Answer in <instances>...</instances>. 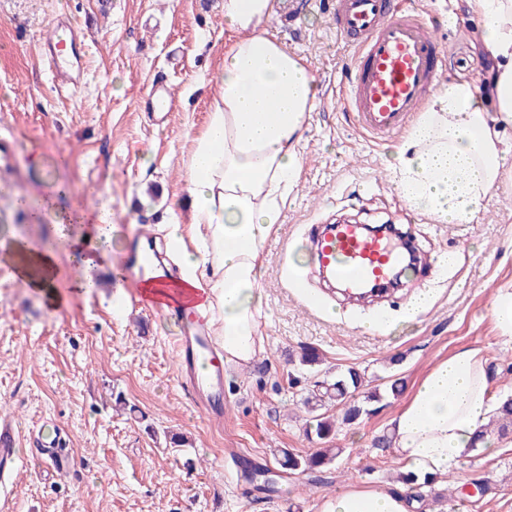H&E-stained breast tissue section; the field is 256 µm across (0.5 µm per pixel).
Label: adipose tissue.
<instances>
[{"instance_id":"adipose-tissue-1","label":"adipose tissue","mask_w":512,"mask_h":512,"mask_svg":"<svg viewBox=\"0 0 512 512\" xmlns=\"http://www.w3.org/2000/svg\"><path fill=\"white\" fill-rule=\"evenodd\" d=\"M483 20L481 45L494 66L489 93L464 82L434 92L393 153L391 180L415 212L439 224L469 223L486 196L512 193V0H468ZM271 0H224L221 93L203 131L193 136L186 166L193 249L183 227L164 237L177 254L188 308L207 317L224 348V361L252 363L261 349L265 246L277 233L298 184L299 146L318 101V83L305 62L271 38L263 23ZM0 262L31 287L53 286L52 253L0 241ZM498 404L482 349L462 348L436 361L388 422L403 468L440 477L474 449L493 453L484 427ZM409 486L352 489L325 498L320 512H410Z\"/></svg>"}]
</instances>
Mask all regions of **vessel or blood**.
Segmentation results:
<instances>
[{"instance_id":"b4317fda","label":"vessel or blood","mask_w":512,"mask_h":512,"mask_svg":"<svg viewBox=\"0 0 512 512\" xmlns=\"http://www.w3.org/2000/svg\"><path fill=\"white\" fill-rule=\"evenodd\" d=\"M337 36L354 54L349 63L346 108L372 138L386 139L404 129L435 92L444 73V53L425 21L400 13L395 0H336ZM55 80L77 89L85 71L84 43L71 20L50 21L41 39ZM136 235L114 268L118 277L138 274L142 243ZM321 271L359 297L388 284L405 255L403 241L389 233L371 234L359 224L317 227L312 235ZM169 314L186 325L176 340L181 384L208 416L224 415V351L205 320L167 303ZM19 460L11 425L0 424V480Z\"/></svg>"}]
</instances>
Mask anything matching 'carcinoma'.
I'll list each match as a JSON object with an SVG mask.
<instances>
[{"instance_id":"obj_1","label":"carcinoma","mask_w":512,"mask_h":512,"mask_svg":"<svg viewBox=\"0 0 512 512\" xmlns=\"http://www.w3.org/2000/svg\"><path fill=\"white\" fill-rule=\"evenodd\" d=\"M320 358L319 354L313 348H305L302 350L297 364L298 376L295 381L300 379L315 378L312 384V390L308 397L304 399V403L312 406H320L324 402L334 401L342 405L341 422L345 425L356 423L362 416L371 412L370 404L381 399V395L377 392H369L360 400L353 399L355 393L359 392L364 384V375L354 368H349L344 372L336 375V379L332 382L318 379ZM497 420L503 430L512 426V397H506L500 402V406L496 411ZM335 428V423L325 417L316 415L312 419V423L306 428L309 433H315L316 436L324 438L328 436ZM281 465L288 467L291 471H313L324 465L330 464L339 456L338 448H321L314 454L297 456L288 450L281 451Z\"/></svg>"}]
</instances>
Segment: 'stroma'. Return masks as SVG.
<instances>
[{"mask_svg": "<svg viewBox=\"0 0 512 512\" xmlns=\"http://www.w3.org/2000/svg\"><path fill=\"white\" fill-rule=\"evenodd\" d=\"M295 23L273 9L269 33L302 57L320 87L303 141L298 186L266 246L263 350L249 366L226 367L224 418L214 423L181 384L174 357L178 319L132 305V281L110 265L92 290L51 227L73 235L76 221L111 200L117 230L103 247L121 259L139 231L189 224L185 192L187 134L205 126L212 82L224 59V0H0V240L22 238L56 252L60 306L0 264V422L15 426L20 447L34 432L63 435L70 457L59 474L29 458L12 469L9 512H318L326 497L396 482L402 466L383 440L388 421L423 372L462 347L483 349L492 393L512 392V343L490 315L496 288L512 282V195L486 199L467 224H438L411 213L387 170L393 141H376L343 109L352 50L330 24L335 0H291ZM400 10L430 26L445 49V77L483 85L489 58L481 20L467 0H401ZM85 41L88 69L77 90L58 86L42 59L40 35L58 14ZM173 87L179 104L156 123L142 106L152 84ZM54 199L37 223L16 201ZM362 224L409 223L426 264L405 293L436 289L421 321L387 335L360 324L369 308L329 293L319 278L308 290L287 275L310 270L313 226L340 216ZM456 253L454 268L438 263ZM340 317H324L323 306ZM322 357L329 376L355 368L365 390H380L374 414L338 426L326 438L305 432L294 382L301 348ZM402 390L391 394L392 382ZM177 434L185 446H166ZM340 456L319 474L280 469L281 449ZM419 512H512V432L494 454L475 451L426 492Z\"/></svg>", "mask_w": 512, "mask_h": 512, "instance_id": "stroma-1", "label": "stroma"}]
</instances>
